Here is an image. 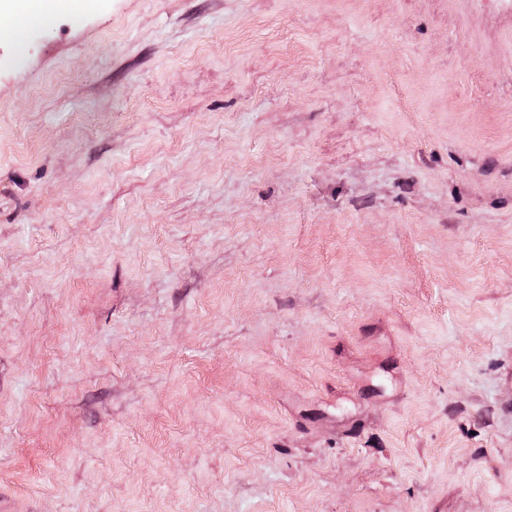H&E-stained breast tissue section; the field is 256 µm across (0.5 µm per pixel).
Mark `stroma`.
<instances>
[{"label":"stroma","instance_id":"stroma-1","mask_svg":"<svg viewBox=\"0 0 512 512\" xmlns=\"http://www.w3.org/2000/svg\"><path fill=\"white\" fill-rule=\"evenodd\" d=\"M0 512H512V0L0 8Z\"/></svg>","mask_w":512,"mask_h":512}]
</instances>
